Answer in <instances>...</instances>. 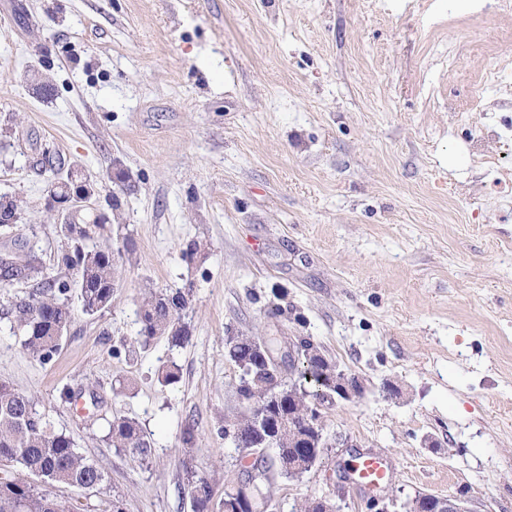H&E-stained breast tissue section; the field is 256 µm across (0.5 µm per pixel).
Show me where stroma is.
Instances as JSON below:
<instances>
[{"label":"stroma","instance_id":"stroma-1","mask_svg":"<svg viewBox=\"0 0 512 512\" xmlns=\"http://www.w3.org/2000/svg\"><path fill=\"white\" fill-rule=\"evenodd\" d=\"M507 86L512 11L485 0H0V195L57 273L65 216L37 165L57 153L96 182L86 221L106 219L112 247L130 250L111 307L73 303L47 364L6 318L29 285L0 281V381L106 475L100 491L53 494L76 512L115 498L123 512H191L189 422L196 472L219 493L243 483L218 432L246 410L224 339L275 336L282 355L309 336L361 392L325 409L321 463L272 472L267 512L319 497L364 512L338 472L373 451L397 504L432 493L512 512ZM177 288L191 291L189 344L129 353L142 297ZM172 362L180 379L161 386ZM96 409L136 420L150 463L117 453Z\"/></svg>","mask_w":512,"mask_h":512}]
</instances>
